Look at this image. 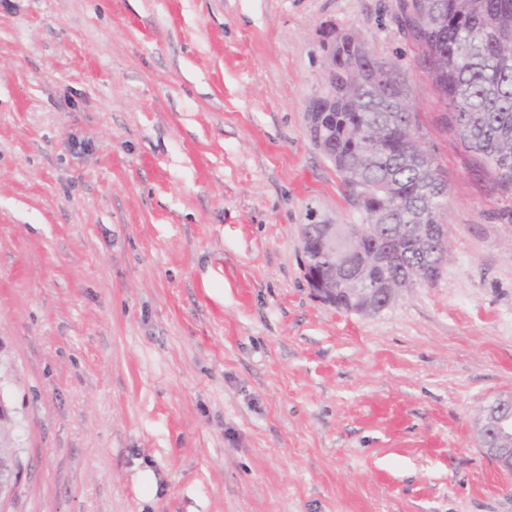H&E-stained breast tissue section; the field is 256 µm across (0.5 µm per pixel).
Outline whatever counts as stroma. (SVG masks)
Returning <instances> with one entry per match:
<instances>
[{"instance_id": "35a3bbf8", "label": "stroma", "mask_w": 512, "mask_h": 512, "mask_svg": "<svg viewBox=\"0 0 512 512\" xmlns=\"http://www.w3.org/2000/svg\"><path fill=\"white\" fill-rule=\"evenodd\" d=\"M400 3L0 0L5 512H512L475 431L512 394V196ZM329 25L400 66L448 180L447 264L374 315L304 274L302 225L361 221L306 131Z\"/></svg>"}]
</instances>
